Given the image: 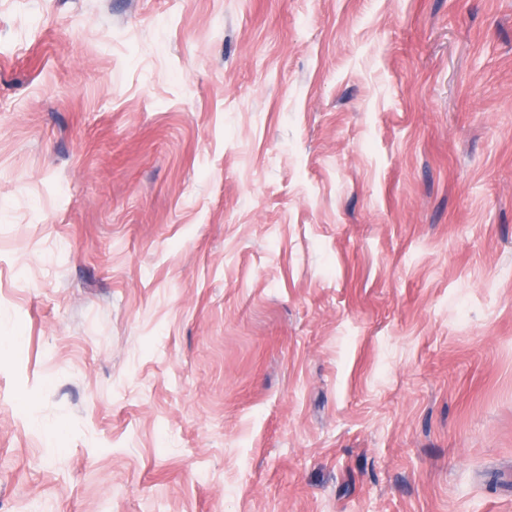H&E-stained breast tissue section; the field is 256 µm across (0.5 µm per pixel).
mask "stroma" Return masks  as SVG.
Segmentation results:
<instances>
[{"mask_svg":"<svg viewBox=\"0 0 512 512\" xmlns=\"http://www.w3.org/2000/svg\"><path fill=\"white\" fill-rule=\"evenodd\" d=\"M512 512V0H0V512Z\"/></svg>","mask_w":512,"mask_h":512,"instance_id":"35a3bbf8","label":"stroma"}]
</instances>
